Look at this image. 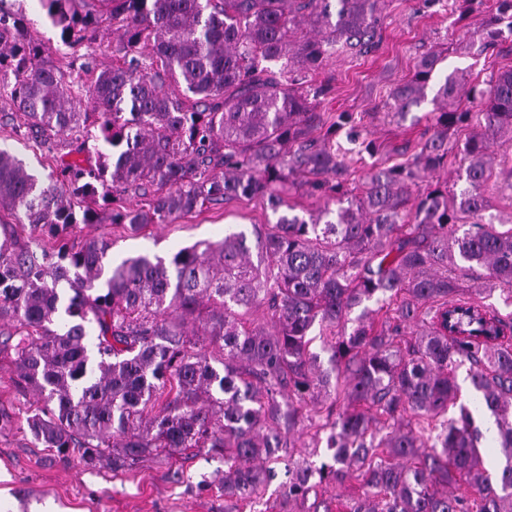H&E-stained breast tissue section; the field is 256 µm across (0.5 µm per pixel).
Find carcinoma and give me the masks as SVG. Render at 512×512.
Returning <instances> with one entry per match:
<instances>
[{
	"label": "carcinoma",
	"mask_w": 512,
	"mask_h": 512,
	"mask_svg": "<svg viewBox=\"0 0 512 512\" xmlns=\"http://www.w3.org/2000/svg\"><path fill=\"white\" fill-rule=\"evenodd\" d=\"M40 4L69 45L111 24L121 63L82 83L106 146L96 162H63L45 186L0 148V210L57 240L0 241V320L16 338L1 341L0 354H13L15 384L37 397L26 418L34 442L89 470L104 459L121 468L191 448L221 454L224 497L241 502L276 477L251 462L277 463L286 448L288 500L304 502L353 474L366 488L324 512H512V318L482 301L497 289L512 299V216L487 214L484 195L493 141L505 131L512 140V69L485 88L448 74L419 152L372 171L350 197L330 137L346 126L349 140L360 133L347 112L324 126L320 106L331 86L318 76L334 56L377 47L385 0ZM495 4L485 29L458 37L479 55L512 42V0ZM442 54H422L391 90L388 110L402 117L424 101ZM4 70L39 145L54 152L65 132L91 138L89 113L76 110L64 73L43 61L23 19L0 11ZM167 81L182 94L165 90ZM474 115L460 148L465 186L442 187L431 174L457 149L450 132ZM412 184L420 185L413 201ZM292 188L326 205L307 219L279 213L293 209ZM132 190L145 206L124 205ZM96 197L100 209L83 206ZM250 197L265 199L276 223L251 238L227 231L167 261L128 257L101 285L110 242L75 248L67 239L76 224L139 230ZM475 267L487 271L485 286L465 293L453 272ZM63 282L72 292L66 301ZM372 299L377 308L364 306ZM260 306L268 330L247 319ZM190 321L200 328L188 330ZM411 325L420 331L401 336ZM317 338L326 369L312 351ZM464 364L477 406L495 418L502 460L494 474L472 410L447 417ZM330 391L313 426L315 436L327 434L331 460L317 466L295 458L293 431L303 407ZM270 420L278 427L263 430Z\"/></svg>",
	"instance_id": "carcinoma-1"
}]
</instances>
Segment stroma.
I'll return each mask as SVG.
<instances>
[{"label": "stroma", "instance_id": "obj_1", "mask_svg": "<svg viewBox=\"0 0 512 512\" xmlns=\"http://www.w3.org/2000/svg\"><path fill=\"white\" fill-rule=\"evenodd\" d=\"M0 4L22 13L30 22L29 33L44 57L63 73L77 72L82 64L102 70L112 64V45L118 36L103 26L95 40L72 48L61 39L59 27L47 19L39 0H0ZM386 19L379 33L378 49L366 56L341 55L324 65L320 77L330 83L332 93L323 103L327 120L341 112L351 113L361 140L350 142L337 133L335 144L345 153L350 188H360L371 168L389 167L416 154L431 127L425 115L430 101L447 74L460 72L475 82H485L491 73L512 68V42L497 51L477 56L459 48L454 19L444 10L420 11L418 0H387ZM444 49L445 54L429 80L427 98L405 117L390 118L384 104L391 89L414 70L422 53ZM375 141V153H367L363 140ZM0 146L23 158L33 170L48 174L55 169L51 154L38 147L27 118L16 112L9 96H0ZM497 162L485 186L489 211L512 212V166L507 155L512 145L500 140L494 147ZM277 220L259 197L240 198L222 205H206L194 213L166 224H152L132 231L122 224H79L70 232L71 243L106 238L111 241L109 258L122 260L139 253L170 257L179 248L197 242H217L225 229L252 232L254 226ZM14 367L9 355L0 356V411L14 425L0 433V512H31L34 505L52 502L58 512H307L306 504H284L281 480L272 481L260 498L245 507L225 498L215 487L224 475L219 454L178 455L153 458L121 472L104 465L84 469L76 459L51 454L37 447L27 431L25 418L31 397L14 386Z\"/></svg>", "mask_w": 512, "mask_h": 512}]
</instances>
